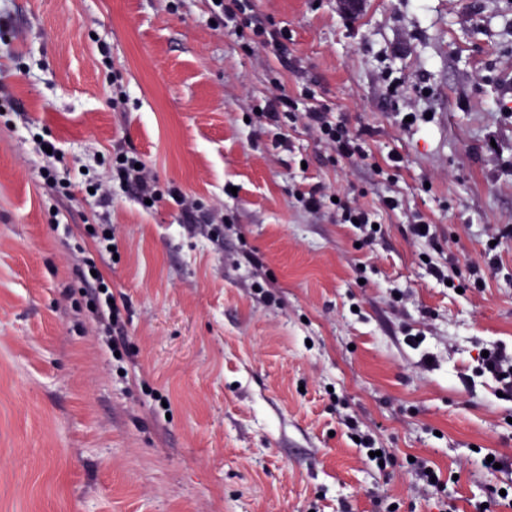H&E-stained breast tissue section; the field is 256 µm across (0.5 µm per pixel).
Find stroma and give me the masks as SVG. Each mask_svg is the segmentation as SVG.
I'll return each mask as SVG.
<instances>
[{"label": "stroma", "instance_id": "1", "mask_svg": "<svg viewBox=\"0 0 512 512\" xmlns=\"http://www.w3.org/2000/svg\"><path fill=\"white\" fill-rule=\"evenodd\" d=\"M254 4L295 66L214 27L208 0H0V64L18 65V109L0 112V512H377L379 495L438 512L411 456L459 512H512L490 499L512 485V397L477 371L482 352L512 350V0ZM275 82L314 91L368 157L330 160L298 123L260 131L250 114ZM42 138L73 183L120 142L224 212L218 242L172 199L146 210L115 190L119 258L100 270L122 360L75 266L103 209L45 185ZM311 185L375 211L382 237L301 207ZM418 218L439 249L412 236ZM432 262L471 264L486 286L446 287ZM349 418L390 450L386 470ZM489 453L510 468L486 469Z\"/></svg>", "mask_w": 512, "mask_h": 512}]
</instances>
